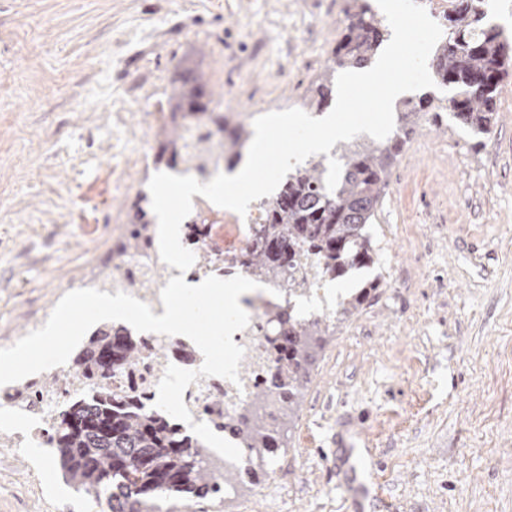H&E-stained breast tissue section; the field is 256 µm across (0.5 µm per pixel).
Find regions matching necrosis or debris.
<instances>
[{"label": "necrosis or debris", "mask_w": 512, "mask_h": 512, "mask_svg": "<svg viewBox=\"0 0 512 512\" xmlns=\"http://www.w3.org/2000/svg\"><path fill=\"white\" fill-rule=\"evenodd\" d=\"M264 221L265 211L258 202L251 204L246 215L242 216L231 210H216L208 201H199L194 208L191 223L183 227V235L189 245L211 250L214 260L209 267L192 268L188 274L189 280L198 282L211 275L228 279L242 274V267L233 264L232 258L245 247L253 225ZM160 263L159 246L153 243L135 254L113 255L107 263V270L116 285L124 284L132 278L144 281L145 286L138 293V300L158 308L162 305V285L153 281L152 272ZM287 303L288 291L284 288L275 295L261 291L246 299L245 310L250 317L249 325L234 333L232 339L244 348V357L253 362L255 372L241 377L236 383L216 376L198 377L196 383L191 384L183 393V401L194 422L216 426L231 421L241 413L253 387L268 384L275 352L264 336V312L267 308ZM56 373L62 383L53 389L43 388L40 380L35 377L16 386L0 388V401L30 421L28 427L5 432V439L13 447H36L49 430L54 410L76 393L75 383L68 380V368L58 367Z\"/></svg>", "instance_id": "1"}]
</instances>
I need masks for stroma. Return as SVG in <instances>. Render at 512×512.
Listing matches in <instances>:
<instances>
[{
	"instance_id": "1",
	"label": "stroma",
	"mask_w": 512,
	"mask_h": 512,
	"mask_svg": "<svg viewBox=\"0 0 512 512\" xmlns=\"http://www.w3.org/2000/svg\"><path fill=\"white\" fill-rule=\"evenodd\" d=\"M340 25L313 0H0V345L82 288L156 172L154 105L179 62L217 112L302 107ZM283 72L270 82V72ZM135 181L116 182L117 171ZM369 299L337 322L264 495L210 512H347L331 439L369 430L395 512H512V77L489 135L420 124L368 227ZM0 512H96L49 444L0 443Z\"/></svg>"
}]
</instances>
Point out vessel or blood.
Returning a JSON list of instances; mask_svg holds the SVG:
<instances>
[{
	"label": "vessel or blood",
	"instance_id": "1",
	"mask_svg": "<svg viewBox=\"0 0 512 512\" xmlns=\"http://www.w3.org/2000/svg\"><path fill=\"white\" fill-rule=\"evenodd\" d=\"M352 443L347 446V454L352 457L351 477L340 487L350 512H374L379 500V467L368 432L362 428L352 429Z\"/></svg>",
	"mask_w": 512,
	"mask_h": 512
}]
</instances>
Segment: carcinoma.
<instances>
[{"label":"carcinoma","mask_w":512,"mask_h":512,"mask_svg":"<svg viewBox=\"0 0 512 512\" xmlns=\"http://www.w3.org/2000/svg\"><path fill=\"white\" fill-rule=\"evenodd\" d=\"M345 27L324 70L312 82L305 106L320 111L336 93L340 71L364 68L377 55L386 26L368 0H345ZM485 0H453L444 16L446 40L431 66L443 85L453 90L447 103L429 95L408 99L398 110L393 136L383 142L338 143L332 155L342 171L337 187H326L327 157H313L289 172L277 191L265 198L267 222L253 228L247 248L234 257L249 277L263 284L286 280L292 288L308 287L301 277L317 262L326 281L351 269L373 264L374 249L367 224L381 206L388 174L420 117L438 123L449 112L476 135L489 132L500 83L512 74V41L486 21ZM169 120L161 129L158 161L173 168L187 162L205 174L222 164H235L252 131L243 120H231L206 105L190 111L194 130L185 122L184 105L204 95L203 73L181 63L171 80ZM132 229L115 239V251L134 253L156 231L147 196L129 207ZM269 321L282 327L272 384L281 403V419H293L313 366L328 342L330 327L320 317L300 318L294 309L273 307ZM112 352V375H121L140 360L155 355L156 346L122 324L100 329L74 360L83 389L55 411L49 443L59 449L62 476L77 491L96 495L98 512H162L163 499H204L227 486L238 491L254 482V466L280 445L278 431L260 419L273 401L256 390L239 419L225 425L241 451L248 454L247 475L238 468L211 467L209 447L164 411L145 405L136 394L120 396L102 374V354Z\"/></svg>","instance_id":"obj_1"}]
</instances>
